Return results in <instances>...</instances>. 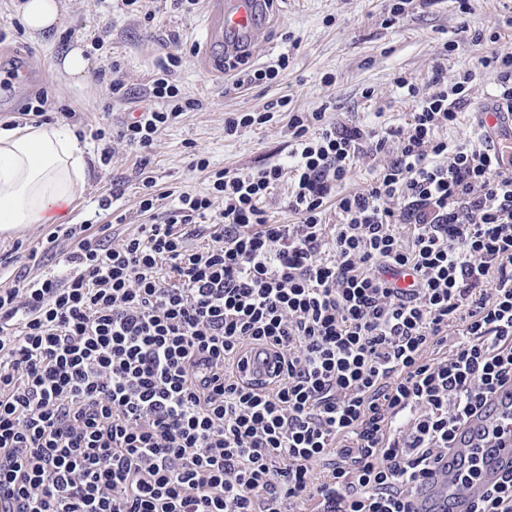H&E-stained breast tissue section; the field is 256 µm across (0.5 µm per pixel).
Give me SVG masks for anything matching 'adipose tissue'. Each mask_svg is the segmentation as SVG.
I'll return each instance as SVG.
<instances>
[{"mask_svg": "<svg viewBox=\"0 0 512 512\" xmlns=\"http://www.w3.org/2000/svg\"><path fill=\"white\" fill-rule=\"evenodd\" d=\"M25 27L40 34L60 26L63 0H22ZM91 159L63 124L0 129V232L64 218L87 185Z\"/></svg>", "mask_w": 512, "mask_h": 512, "instance_id": "1", "label": "adipose tissue"}]
</instances>
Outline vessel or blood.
Returning a JSON list of instances; mask_svg holds the SVG:
<instances>
[{"mask_svg":"<svg viewBox=\"0 0 512 512\" xmlns=\"http://www.w3.org/2000/svg\"><path fill=\"white\" fill-rule=\"evenodd\" d=\"M276 0H206L203 37L198 61L202 69L223 76L224 62L247 55L257 33L267 23ZM477 123L491 138L500 133L512 135V113L497 112L484 105L477 113ZM277 368L273 350L252 351L241 365L243 376L261 383ZM491 409L474 413L459 430L448 459L420 477L409 499L411 512H468L471 489L465 488L461 468L470 458H477L479 476L476 486L494 485L512 469V430L504 423L512 415V388L505 386L487 397ZM503 427L500 444L495 448L481 447L478 434L491 427Z\"/></svg>","mask_w":512,"mask_h":512,"instance_id":"vessel-or-blood-1","label":"vessel or blood"}]
</instances>
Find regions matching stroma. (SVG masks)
I'll return each instance as SVG.
<instances>
[{
  "label": "stroma",
  "mask_w": 512,
  "mask_h": 512,
  "mask_svg": "<svg viewBox=\"0 0 512 512\" xmlns=\"http://www.w3.org/2000/svg\"><path fill=\"white\" fill-rule=\"evenodd\" d=\"M60 29L42 37L17 34L10 0H0V80L11 92L0 100V127L29 124L20 107L37 90L48 95L51 122L81 133L92 156L93 170L81 198L69 209L65 224L92 220L110 225L113 239L137 233L151 223L138 211L142 175L154 177L161 193L205 191L207 175L193 165V150L203 151L211 168L237 172L283 159L288 153L289 112L325 109L327 115L376 129L403 127L415 102L395 84L396 76L425 87L433 60H440L448 80L466 67L477 69L471 105L458 126L440 128L449 142L465 139L475 112L495 88L496 75L479 66L491 52L512 49V0H470L469 14H460L455 0H412L392 26H384L389 0H279L272 23L253 42L250 64L269 63L288 54L289 63L276 82L234 88L233 73L216 78L199 68L196 54L181 52L183 43H199L204 11H183L175 0H141V8L121 7L119 0H66ZM155 19L145 23V12ZM498 33L497 42H474L472 30ZM70 43H63L64 34ZM82 46L93 62L89 77L73 81L54 67L70 46ZM181 53L175 70L178 84L190 97L203 101L201 110L185 113L159 135L146 153L115 146L110 163H102L91 131L104 124L119 126L130 105L113 102L110 79L135 92L148 87L167 54ZM288 112L277 113L265 126L230 136L224 120L232 112H259L280 98ZM113 199L112 211L99 205ZM37 224L11 236L0 235V287L11 286L20 274L39 275L45 268L29 261L54 232Z\"/></svg>",
  "instance_id": "stroma-1"
}]
</instances>
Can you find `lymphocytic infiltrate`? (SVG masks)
Segmentation results:
<instances>
[{"label": "lymphocytic infiltrate", "mask_w": 512, "mask_h": 512, "mask_svg": "<svg viewBox=\"0 0 512 512\" xmlns=\"http://www.w3.org/2000/svg\"><path fill=\"white\" fill-rule=\"evenodd\" d=\"M178 64L139 117L98 131L102 161L200 108ZM480 66L512 113V52ZM476 76L447 82L438 61L426 89L397 76L415 101L404 128L292 113L287 163L213 172L198 158L207 191L121 240L51 234L75 242L63 271L0 289V512H408L457 430L512 385V146L479 128L437 136ZM386 150L369 186L346 190ZM286 174L298 221L275 224L265 202ZM257 347L280 364L260 391L237 375ZM389 153H381L375 157H364L352 168L346 188L350 191H360L369 185L376 172L388 159Z\"/></svg>", "instance_id": "lymphocytic-infiltrate-1"}]
</instances>
